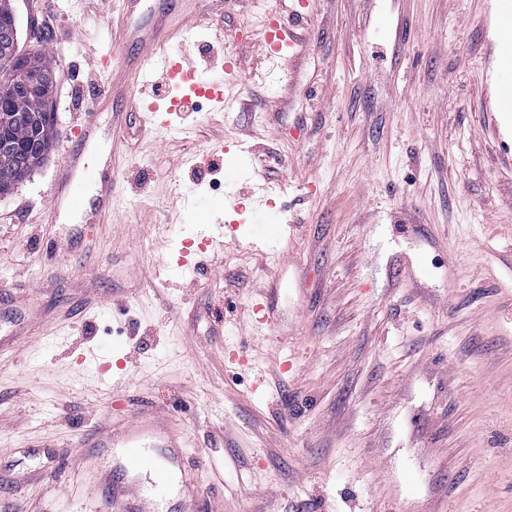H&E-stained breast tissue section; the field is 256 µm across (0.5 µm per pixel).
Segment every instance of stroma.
<instances>
[{
  "instance_id": "35a3bbf8",
  "label": "stroma",
  "mask_w": 512,
  "mask_h": 512,
  "mask_svg": "<svg viewBox=\"0 0 512 512\" xmlns=\"http://www.w3.org/2000/svg\"><path fill=\"white\" fill-rule=\"evenodd\" d=\"M308 2L288 86L273 72L246 106L193 100L157 137L100 114L112 135L84 158H111L118 202L88 224L52 187L95 90L135 87L92 64L125 15L15 0L22 47L55 62L58 138L0 197V512H113L111 449L76 443L141 407L188 443L193 512H512L503 0ZM274 6L141 0L136 18L191 15L196 76L217 81L225 56L262 65ZM257 182L280 226L259 251ZM220 221L239 244L179 265Z\"/></svg>"
}]
</instances>
